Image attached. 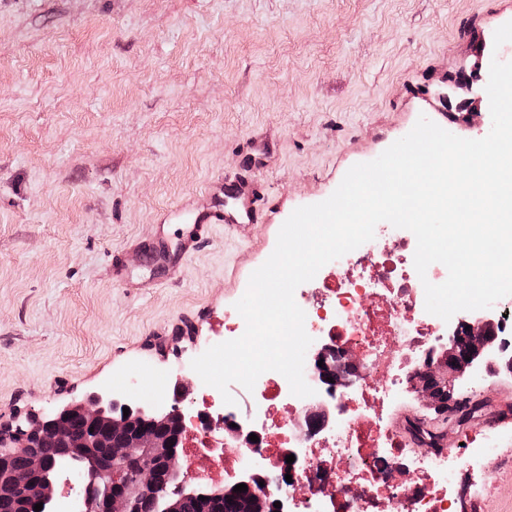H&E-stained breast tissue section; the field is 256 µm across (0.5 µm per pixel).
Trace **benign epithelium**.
I'll return each instance as SVG.
<instances>
[{"instance_id":"benign-epithelium-1","label":"benign epithelium","mask_w":512,"mask_h":512,"mask_svg":"<svg viewBox=\"0 0 512 512\" xmlns=\"http://www.w3.org/2000/svg\"><path fill=\"white\" fill-rule=\"evenodd\" d=\"M312 350L304 370L316 393L307 413L326 426L331 420V405L321 389L344 380L345 372L336 365V353L330 346L314 341ZM497 366L512 372V350L508 340L501 337V323L491 318L461 320L449 327L448 335L429 352L418 378L419 391L441 415L454 404L448 382L466 372L476 376ZM182 401L177 397L164 409L131 407L125 417V404L93 393L49 415L31 416L27 425L9 434L11 443L27 448L32 441L45 439L66 452L58 460L30 455L24 469L14 468L10 456L1 453L0 497L17 501L22 512H34L35 504L40 502V512H59L56 478L65 472L79 485L71 512H137L140 500L150 489L154 490V512H181L187 497L203 496L207 502L221 499L241 483L248 491L239 493L240 512H269L270 496L267 486L259 485L263 464L257 455L249 456L224 488L186 491L188 476H180L178 467ZM75 418L84 422L83 435L78 439L71 431ZM101 446L110 449L104 459L95 452Z\"/></svg>"}]
</instances>
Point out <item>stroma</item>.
I'll return each mask as SVG.
<instances>
[{"mask_svg": "<svg viewBox=\"0 0 512 512\" xmlns=\"http://www.w3.org/2000/svg\"><path fill=\"white\" fill-rule=\"evenodd\" d=\"M512 0H0V427L96 392L163 406L298 207L327 199L426 116L484 138ZM462 83L460 112L440 99ZM263 187L256 223L213 225L178 282L143 244L168 210ZM120 261L126 287L113 273ZM512 411L507 371L454 383ZM393 420H424L417 392Z\"/></svg>", "mask_w": 512, "mask_h": 512, "instance_id": "obj_1", "label": "stroma"}]
</instances>
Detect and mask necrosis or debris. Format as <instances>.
<instances>
[{"label": "necrosis or debris", "instance_id": "4bbe7bcc", "mask_svg": "<svg viewBox=\"0 0 512 512\" xmlns=\"http://www.w3.org/2000/svg\"><path fill=\"white\" fill-rule=\"evenodd\" d=\"M378 230L370 242L324 265L316 287L295 291L307 334L330 345L350 371L330 395L335 430L308 436L302 398L291 394L283 375L269 371L253 390L232 385L235 402L224 408L227 423L251 426L257 442L215 448V389L202 384L181 437L187 471L228 477L254 452L284 512H481L494 477L512 468L494 436L477 432L464 448L423 455L386 420L387 408L448 333L447 323L433 322L422 305L424 282L440 284L446 275L435 263L419 278L415 235L386 222ZM299 443L308 462L294 469L286 451Z\"/></svg>", "mask_w": 512, "mask_h": 512}]
</instances>
